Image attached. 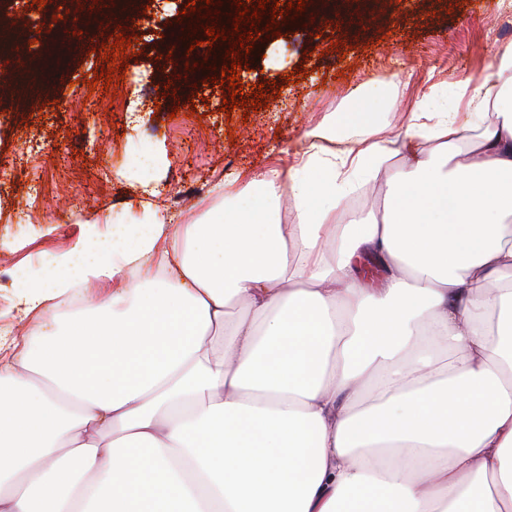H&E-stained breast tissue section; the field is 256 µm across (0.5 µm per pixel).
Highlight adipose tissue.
I'll list each match as a JSON object with an SVG mask.
<instances>
[{
  "label": "adipose tissue",
  "instance_id": "adipose-tissue-1",
  "mask_svg": "<svg viewBox=\"0 0 512 512\" xmlns=\"http://www.w3.org/2000/svg\"><path fill=\"white\" fill-rule=\"evenodd\" d=\"M386 98L191 223L139 200L21 271L55 313L0 334V512H512V41L394 149Z\"/></svg>",
  "mask_w": 512,
  "mask_h": 512
}]
</instances>
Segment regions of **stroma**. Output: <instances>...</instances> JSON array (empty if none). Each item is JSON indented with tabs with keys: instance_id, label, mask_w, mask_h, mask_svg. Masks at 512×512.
<instances>
[{
	"instance_id": "35a3bbf8",
	"label": "stroma",
	"mask_w": 512,
	"mask_h": 512,
	"mask_svg": "<svg viewBox=\"0 0 512 512\" xmlns=\"http://www.w3.org/2000/svg\"><path fill=\"white\" fill-rule=\"evenodd\" d=\"M64 14L49 0H13L27 25L5 26L11 50H24L12 94L0 99V322L27 334L31 318L13 307V275L68 249L85 222L121 216L140 196L133 157L159 156L155 205L177 224L189 223L215 188L243 173L287 169L310 145L308 133L332 112L346 111L356 91L388 89L378 116L388 138L405 135L411 112L436 83H479L493 71L496 44L512 41V0H382L348 23L326 15L315 23L291 11L288 31L254 41L241 67L244 89L264 84L268 107L247 115L222 112L227 86L222 62L200 60L201 77L187 83L169 52L176 32L186 45L205 40L203 23L183 24L185 0H154L147 12L119 10L110 25L92 15L94 0ZM138 42L116 90L95 82L102 67L90 45H104L128 23ZM301 80H292V73ZM142 100L137 118L125 103ZM39 195H32V185ZM199 187L194 204L179 193Z\"/></svg>"
}]
</instances>
